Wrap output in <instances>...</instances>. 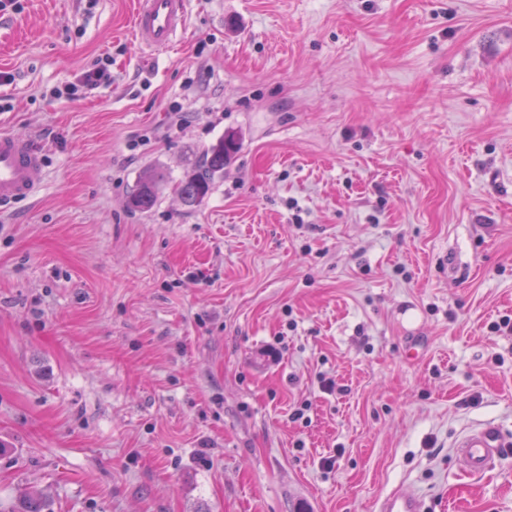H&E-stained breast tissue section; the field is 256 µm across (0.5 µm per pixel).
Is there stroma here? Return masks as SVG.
I'll return each mask as SVG.
<instances>
[{"label": "stroma", "mask_w": 512, "mask_h": 512, "mask_svg": "<svg viewBox=\"0 0 512 512\" xmlns=\"http://www.w3.org/2000/svg\"><path fill=\"white\" fill-rule=\"evenodd\" d=\"M133 2L0 10V131L46 155L0 213V512H512V0H188L164 54ZM238 150V141L229 135L212 145L207 152L204 165L187 172L176 185V191L182 202L187 206L202 203L210 193L215 179L224 175V166L230 162ZM156 171L146 173L140 180L137 189L129 196V206L138 211H146L156 201V189L159 182ZM502 447L503 443L492 428L471 431L453 446L459 464L471 475L488 470ZM424 497L419 493L389 492L381 500L380 512H425Z\"/></svg>", "instance_id": "obj_1"}]
</instances>
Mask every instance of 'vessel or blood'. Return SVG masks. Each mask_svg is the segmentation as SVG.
Masks as SVG:
<instances>
[{
  "label": "vessel or blood",
  "mask_w": 512,
  "mask_h": 512,
  "mask_svg": "<svg viewBox=\"0 0 512 512\" xmlns=\"http://www.w3.org/2000/svg\"><path fill=\"white\" fill-rule=\"evenodd\" d=\"M187 16V0H135L132 34L148 52L172 48ZM45 168L43 150L28 136L0 132V209L29 199L39 191L37 176ZM502 442L490 428L474 430L454 445V455L471 475L492 465ZM380 512H426L422 495L389 492L380 503Z\"/></svg>",
  "instance_id": "b4317fda"
}]
</instances>
